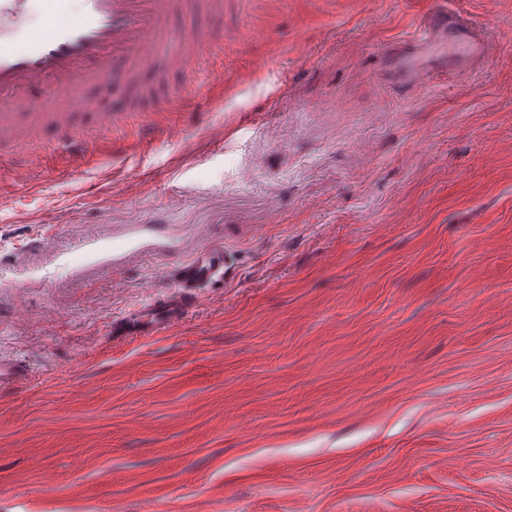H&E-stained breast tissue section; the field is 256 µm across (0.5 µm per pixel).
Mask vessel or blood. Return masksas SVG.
Listing matches in <instances>:
<instances>
[{"label":"vessel or blood","mask_w":512,"mask_h":512,"mask_svg":"<svg viewBox=\"0 0 512 512\" xmlns=\"http://www.w3.org/2000/svg\"><path fill=\"white\" fill-rule=\"evenodd\" d=\"M186 0H0V144L23 124L53 125L54 145L86 161L104 123L75 126L76 110H92L87 88L115 81L130 84L162 51L171 18ZM412 40L392 47L389 59L402 82L420 80L430 44L448 41L456 56L481 49L472 28L453 12L426 18ZM224 243L211 240L174 270L170 299L132 309L112 325L114 338L157 336L185 315L183 295L224 278ZM24 364L0 357V387L27 381Z\"/></svg>","instance_id":"vessel-or-blood-1"}]
</instances>
